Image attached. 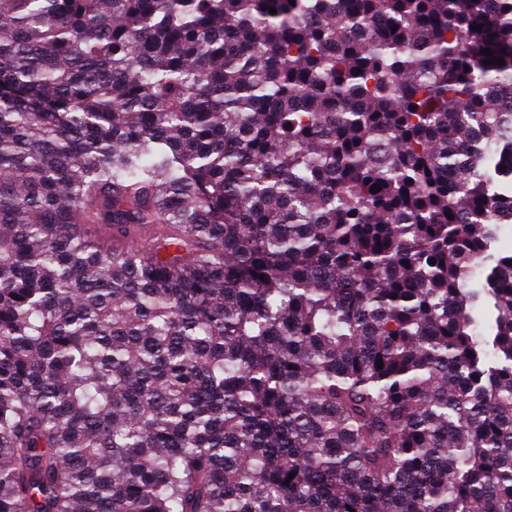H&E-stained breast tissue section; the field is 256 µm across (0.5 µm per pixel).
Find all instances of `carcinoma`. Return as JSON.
I'll use <instances>...</instances> for the list:
<instances>
[{"instance_id":"cac0c4a2","label":"carcinoma","mask_w":512,"mask_h":512,"mask_svg":"<svg viewBox=\"0 0 512 512\" xmlns=\"http://www.w3.org/2000/svg\"><path fill=\"white\" fill-rule=\"evenodd\" d=\"M500 224L512 0H0V512H512Z\"/></svg>"}]
</instances>
